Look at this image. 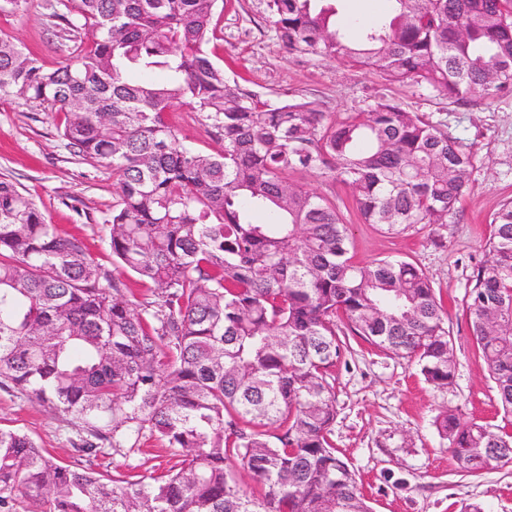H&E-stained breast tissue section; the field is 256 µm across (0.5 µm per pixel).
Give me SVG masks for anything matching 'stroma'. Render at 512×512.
Listing matches in <instances>:
<instances>
[{
	"instance_id": "stroma-1",
	"label": "stroma",
	"mask_w": 512,
	"mask_h": 512,
	"mask_svg": "<svg viewBox=\"0 0 512 512\" xmlns=\"http://www.w3.org/2000/svg\"><path fill=\"white\" fill-rule=\"evenodd\" d=\"M214 58L228 76L272 100L316 101L330 118L364 112L379 97L426 112L474 154L468 191L448 221L400 235L362 223L349 190L326 174L297 172L290 181L336 201L350 229L353 261L398 257L415 263L431 281L447 310L456 359L451 385L437 388L416 363L380 351L361 337L346 347L331 371L336 419L330 439L355 472L373 512H512V466L478 475L462 472L435 426L444 409L497 427L505 419L472 335L466 302L471 282L489 254L490 216L512 198V96L469 105L433 99L416 85L388 84L375 70L341 60L288 52L275 38L262 0H219ZM0 34L48 68L68 55L52 34L44 0L25 11L0 13ZM64 116L41 112L21 100L0 101V180L13 182L42 210L48 223L80 240L105 271H112L110 220L117 198L109 169L75 156L61 136ZM0 426L19 429L54 457L76 461L66 417L53 406L32 403L16 389L0 388ZM149 473L167 468L159 449L139 455L106 450L95 470L116 475L129 466Z\"/></svg>"
}]
</instances>
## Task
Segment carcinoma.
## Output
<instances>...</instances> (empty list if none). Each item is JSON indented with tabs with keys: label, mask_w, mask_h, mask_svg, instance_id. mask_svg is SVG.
<instances>
[{
	"label": "carcinoma",
	"mask_w": 512,
	"mask_h": 512,
	"mask_svg": "<svg viewBox=\"0 0 512 512\" xmlns=\"http://www.w3.org/2000/svg\"><path fill=\"white\" fill-rule=\"evenodd\" d=\"M218 0H46L70 56L47 69L0 36V99L65 113L62 136L112 170V256L143 299L35 201L0 180V387L71 417L77 451H143L176 463L112 479L0 428V512H372L336 454L330 381L338 323L452 383L453 345L415 264L354 263L336 205L296 187L331 174L385 234L448 223L473 156L442 124L391 99L329 118L271 101L207 50ZM317 0H264L288 50L341 57L453 103L512 94V0H393L349 40ZM93 39L85 41L84 35ZM195 113L219 149L184 147L167 114ZM490 260L469 294L471 329L512 418V201L492 215ZM439 435L471 475L512 464V432L448 410ZM241 465L261 484L249 497Z\"/></svg>",
	"instance_id": "obj_1"
}]
</instances>
